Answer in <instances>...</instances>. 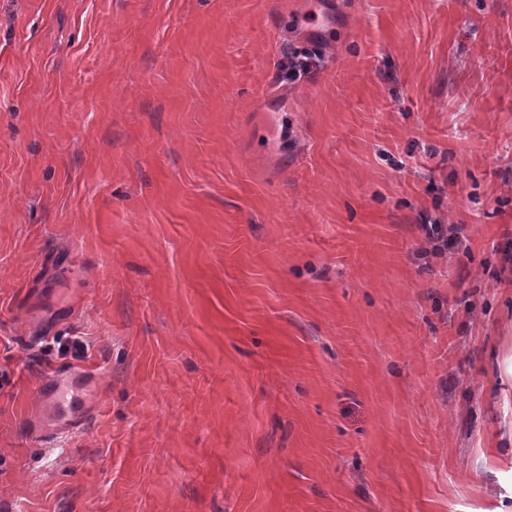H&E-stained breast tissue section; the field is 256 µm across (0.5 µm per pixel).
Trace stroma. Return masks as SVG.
I'll return each mask as SVG.
<instances>
[{
    "instance_id": "stroma-1",
    "label": "stroma",
    "mask_w": 512,
    "mask_h": 512,
    "mask_svg": "<svg viewBox=\"0 0 512 512\" xmlns=\"http://www.w3.org/2000/svg\"><path fill=\"white\" fill-rule=\"evenodd\" d=\"M508 247L512 0H0V512H512ZM73 383L70 376L63 373H55L49 379L53 392L50 396H40V423L44 428L54 431H63L78 427L81 424L82 415L92 409L97 397L96 390H88L84 394L83 406L77 411H66L61 404V392L69 384Z\"/></svg>"
}]
</instances>
